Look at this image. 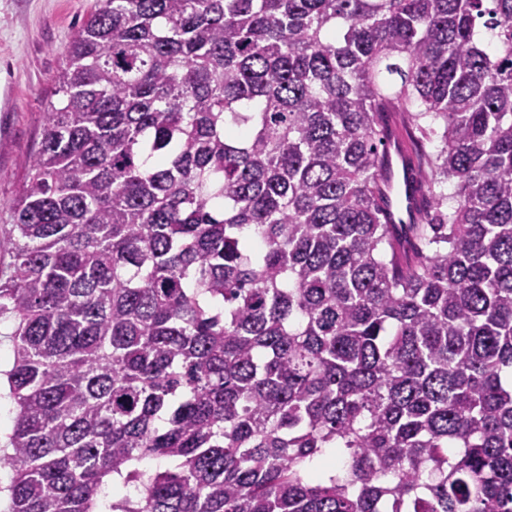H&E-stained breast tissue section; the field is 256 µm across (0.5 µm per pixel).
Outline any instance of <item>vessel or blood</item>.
<instances>
[{
	"instance_id": "obj_1",
	"label": "vessel or blood",
	"mask_w": 512,
	"mask_h": 512,
	"mask_svg": "<svg viewBox=\"0 0 512 512\" xmlns=\"http://www.w3.org/2000/svg\"><path fill=\"white\" fill-rule=\"evenodd\" d=\"M384 177L391 191L388 208L391 223L415 222L422 201L417 167L398 140L390 142L388 167Z\"/></svg>"
}]
</instances>
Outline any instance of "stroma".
Returning <instances> with one entry per match:
<instances>
[{"label":"stroma","mask_w":512,"mask_h":512,"mask_svg":"<svg viewBox=\"0 0 512 512\" xmlns=\"http://www.w3.org/2000/svg\"><path fill=\"white\" fill-rule=\"evenodd\" d=\"M96 0H0V239L12 222L26 161L41 141L45 110L68 46Z\"/></svg>","instance_id":"35a3bbf8"}]
</instances>
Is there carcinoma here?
<instances>
[{
    "label": "carcinoma",
    "instance_id": "carcinoma-1",
    "mask_svg": "<svg viewBox=\"0 0 512 512\" xmlns=\"http://www.w3.org/2000/svg\"><path fill=\"white\" fill-rule=\"evenodd\" d=\"M55 95L6 512H512V0H97ZM389 190V218L392 224H412L421 208L422 193L415 160L400 140L391 137L388 167L384 174Z\"/></svg>",
    "mask_w": 512,
    "mask_h": 512
}]
</instances>
